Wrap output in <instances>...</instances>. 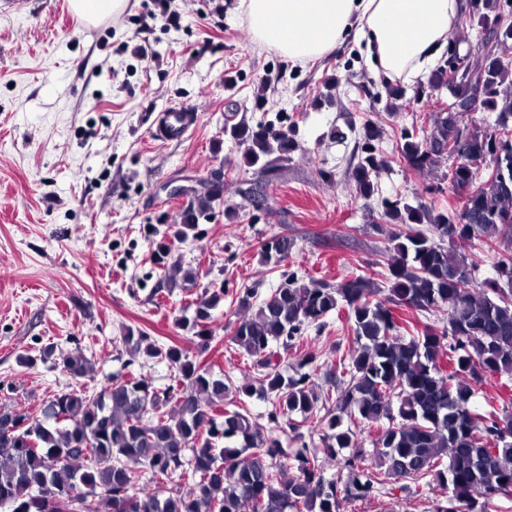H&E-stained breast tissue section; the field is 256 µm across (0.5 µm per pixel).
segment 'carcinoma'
I'll return each mask as SVG.
<instances>
[{"mask_svg": "<svg viewBox=\"0 0 512 512\" xmlns=\"http://www.w3.org/2000/svg\"><path fill=\"white\" fill-rule=\"evenodd\" d=\"M475 28L500 16L502 0H470ZM491 51L512 55V20L490 35ZM452 100L479 99L491 122L462 120L457 112H423L422 120L399 129L397 162L418 174L448 164L440 178L466 192L450 212L400 199L381 200L379 217L395 226L391 247L378 265L386 270L382 294L372 270L337 284L305 283L297 272H281L280 285L256 301L253 288L236 292L244 316L231 326L230 342L253 359L259 386L234 385L178 344H158L140 329L127 328L128 352L166 364L176 384L158 390L133 373L100 389L69 387L34 416L22 407H0L15 429H0V512H72L69 493L81 492L87 512L101 504L109 512H340L344 501L362 500L388 481L427 477L448 487L447 504L434 512H487L497 496L512 497V412L491 402L480 410L473 398L487 375L512 377V61L491 59L482 83L458 80L448 64L437 67L416 101L430 105L433 93ZM224 132L244 148V165L272 172L300 150L288 129L271 122L241 120ZM383 128L361 127L358 161L351 167L356 192L379 193L387 166L380 143ZM496 167L492 176L481 174ZM226 180L208 181L177 214L173 241L156 245V264L168 269L173 242L212 220L225 204ZM425 224L424 230L416 228ZM478 239L492 258L495 276L478 280L476 266L444 241ZM296 240L275 234L260 245L261 261L279 268ZM229 289L207 288L195 301L194 317L178 326L205 351L213 338V311ZM448 311L446 321L414 328L399 312ZM343 314L353 348L339 366L349 376L342 389L316 390L311 375L285 376L280 353L297 347L311 327ZM62 371L79 382L92 371L79 349L60 356ZM271 405L267 431L250 422L243 398ZM314 420L323 448L288 451L282 432L298 428L293 416ZM359 419L376 430L373 448L358 445L345 421ZM351 449L346 482L326 476L340 450ZM296 473L283 478V461ZM153 483L154 491L141 486Z\"/></svg>", "mask_w": 512, "mask_h": 512, "instance_id": "obj_1", "label": "carcinoma"}]
</instances>
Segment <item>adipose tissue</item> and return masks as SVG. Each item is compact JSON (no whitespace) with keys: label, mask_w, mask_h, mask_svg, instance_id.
<instances>
[{"label":"adipose tissue","mask_w":512,"mask_h":512,"mask_svg":"<svg viewBox=\"0 0 512 512\" xmlns=\"http://www.w3.org/2000/svg\"><path fill=\"white\" fill-rule=\"evenodd\" d=\"M463 0H240L257 47L288 64L315 62L353 42L382 83L426 73L460 28Z\"/></svg>","instance_id":"obj_1"}]
</instances>
